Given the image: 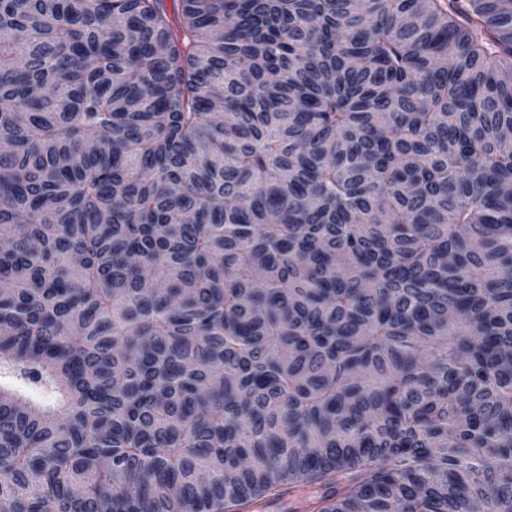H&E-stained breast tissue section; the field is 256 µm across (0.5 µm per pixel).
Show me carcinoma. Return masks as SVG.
Masks as SVG:
<instances>
[{"label":"carcinoma","mask_w":512,"mask_h":512,"mask_svg":"<svg viewBox=\"0 0 512 512\" xmlns=\"http://www.w3.org/2000/svg\"><path fill=\"white\" fill-rule=\"evenodd\" d=\"M512 0H0V512H512ZM315 490L309 487H298L281 502L260 508L256 512H305L302 506L314 495Z\"/></svg>","instance_id":"cac0c4a2"}]
</instances>
